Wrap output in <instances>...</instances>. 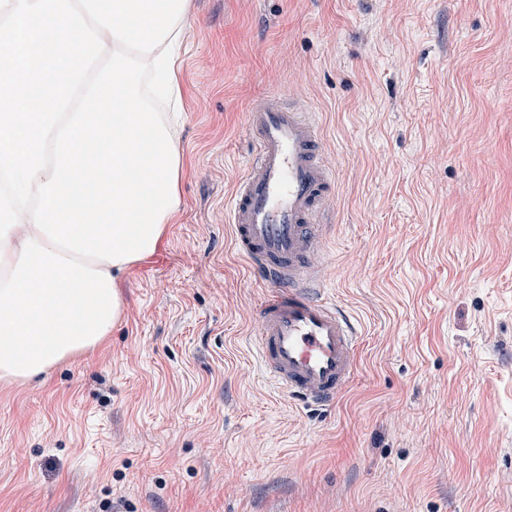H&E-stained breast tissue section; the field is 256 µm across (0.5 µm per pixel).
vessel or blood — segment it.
Wrapping results in <instances>:
<instances>
[{
    "label": "vessel or blood",
    "mask_w": 512,
    "mask_h": 512,
    "mask_svg": "<svg viewBox=\"0 0 512 512\" xmlns=\"http://www.w3.org/2000/svg\"><path fill=\"white\" fill-rule=\"evenodd\" d=\"M247 131L253 151L231 193L228 220L236 251L268 288L258 307L259 362L300 404L326 406L354 376L361 330L314 286L313 258L335 185L324 139L307 113L274 97L251 105Z\"/></svg>",
    "instance_id": "1"
}]
</instances>
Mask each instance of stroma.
Instances as JSON below:
<instances>
[{
    "mask_svg": "<svg viewBox=\"0 0 512 512\" xmlns=\"http://www.w3.org/2000/svg\"><path fill=\"white\" fill-rule=\"evenodd\" d=\"M183 205L92 351L0 382V512H512V0H192ZM314 113L334 407L270 385L224 204L246 113Z\"/></svg>",
    "mask_w": 512,
    "mask_h": 512,
    "instance_id": "35a3bbf8",
    "label": "stroma"
}]
</instances>
